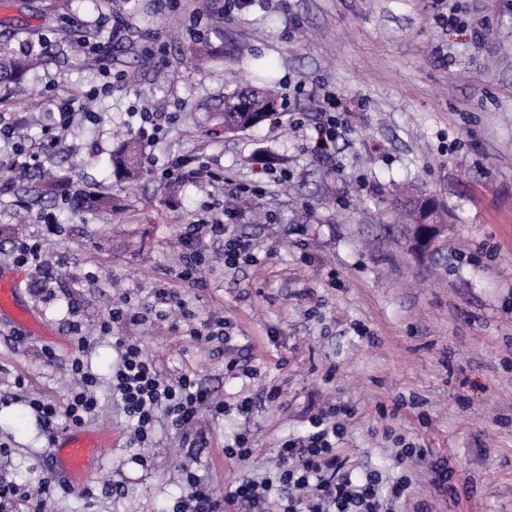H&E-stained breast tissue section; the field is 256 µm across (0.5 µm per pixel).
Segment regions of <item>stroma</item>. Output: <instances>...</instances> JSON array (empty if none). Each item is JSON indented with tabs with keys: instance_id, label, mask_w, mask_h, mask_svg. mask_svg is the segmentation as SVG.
<instances>
[{
	"instance_id": "obj_1",
	"label": "stroma",
	"mask_w": 512,
	"mask_h": 512,
	"mask_svg": "<svg viewBox=\"0 0 512 512\" xmlns=\"http://www.w3.org/2000/svg\"><path fill=\"white\" fill-rule=\"evenodd\" d=\"M0 0V43L32 51L29 97L0 87V120L22 118L36 161L14 162L0 138V272L16 239L40 241L42 262L21 268L19 305L42 328L14 340L0 321V480L49 484L54 512H171L195 471L216 496L274 470L276 440L304 435L329 403L353 408L341 448L352 463L393 479L400 448L427 449L412 496L432 512H512V0ZM458 24L449 27L448 14ZM244 77L271 75L284 108L261 127L225 133V45ZM336 93L350 131L328 153L312 149L318 117L308 94ZM102 87L94 119L86 93ZM75 116L61 128L59 104ZM130 131L141 175L104 169ZM51 152L38 145L49 136ZM209 163L231 184L207 190L157 176L174 159ZM77 173L78 190L112 197L111 210L73 211L43 197L44 172ZM259 185L235 234L252 262L228 270L208 232L195 281L180 278L187 224L231 185ZM434 199L448 226L435 252L409 247L406 189ZM177 291L198 321L229 319L228 344L171 332ZM145 321L100 324L119 298ZM117 336L136 341L169 377L189 374L227 410H201L192 445L158 416L143 448L112 394ZM97 376L85 426L110 432L85 484L51 477L31 400L66 405L78 338ZM253 377L226 374L229 359ZM280 395L266 397L270 387ZM251 399L249 416L236 410ZM254 453L239 464L224 445L240 433ZM453 473L457 496L430 481Z\"/></svg>"
}]
</instances>
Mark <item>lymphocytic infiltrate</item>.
Listing matches in <instances>:
<instances>
[{
	"instance_id": "1",
	"label": "lymphocytic infiltrate",
	"mask_w": 512,
	"mask_h": 512,
	"mask_svg": "<svg viewBox=\"0 0 512 512\" xmlns=\"http://www.w3.org/2000/svg\"><path fill=\"white\" fill-rule=\"evenodd\" d=\"M212 217L205 225H187L183 234L186 249L181 278L192 281L197 271V252L194 242L201 228H208L220 243L224 266L237 268L253 261L249 240L228 233L226 220ZM120 354L119 364L112 374V391L123 411L135 422L129 443L143 446L149 439L158 411H165L172 426L178 430L190 429L208 395L190 375L172 379L162 374L139 344L116 338ZM70 369L80 380V386L70 397L65 408L48 400H33L32 409L38 413L47 436H54L59 414H66L72 423H81L93 414L98 401L93 394L97 385L95 375L84 364L81 356H74ZM347 405H330L328 410L312 415L309 430L301 440H285L277 448L278 468L262 482L249 480L238 485L224 498H216L211 488L194 472H186L184 481L190 493L178 501L173 512H224L225 506L242 504L250 512H265L268 496L280 500V512H395L397 502L408 500L415 478L410 468L412 461L425 458L423 448L400 449L398 457L405 468L391 482H384L380 472L357 471L340 450L346 429L337 423V416H351Z\"/></svg>"
}]
</instances>
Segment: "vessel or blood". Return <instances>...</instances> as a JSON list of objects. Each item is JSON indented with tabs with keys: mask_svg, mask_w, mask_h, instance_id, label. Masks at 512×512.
<instances>
[{
	"mask_svg": "<svg viewBox=\"0 0 512 512\" xmlns=\"http://www.w3.org/2000/svg\"><path fill=\"white\" fill-rule=\"evenodd\" d=\"M18 278L0 277V311L11 316L22 331L32 329L28 314L17 306L15 299ZM112 437L102 430L71 429L57 436L48 455L49 468L62 472L69 479H93L99 460V451Z\"/></svg>",
	"mask_w": 512,
	"mask_h": 512,
	"instance_id": "obj_1",
	"label": "vessel or blood"
}]
</instances>
